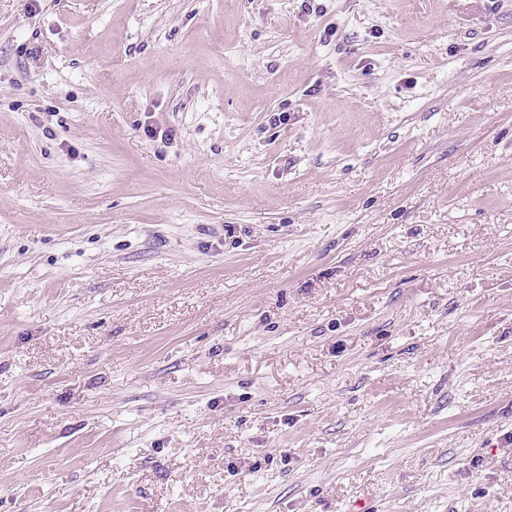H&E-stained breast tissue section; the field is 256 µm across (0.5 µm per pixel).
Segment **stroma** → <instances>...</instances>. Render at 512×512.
<instances>
[{
  "mask_svg": "<svg viewBox=\"0 0 512 512\" xmlns=\"http://www.w3.org/2000/svg\"><path fill=\"white\" fill-rule=\"evenodd\" d=\"M512 512V0H0V512Z\"/></svg>",
  "mask_w": 512,
  "mask_h": 512,
  "instance_id": "1",
  "label": "stroma"
}]
</instances>
